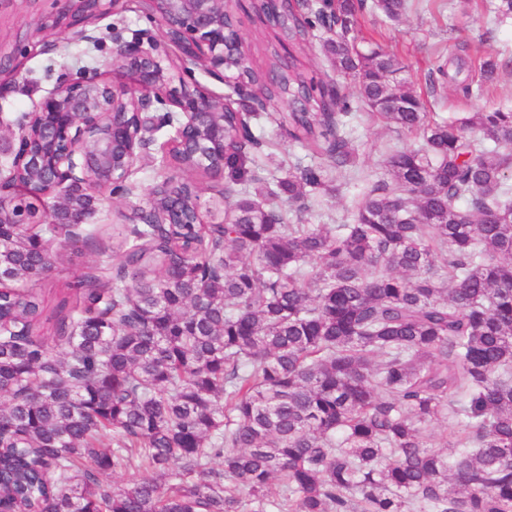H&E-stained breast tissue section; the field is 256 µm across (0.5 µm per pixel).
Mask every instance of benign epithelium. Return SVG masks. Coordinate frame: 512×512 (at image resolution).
I'll return each mask as SVG.
<instances>
[{
    "label": "benign epithelium",
    "instance_id": "benign-epithelium-1",
    "mask_svg": "<svg viewBox=\"0 0 512 512\" xmlns=\"http://www.w3.org/2000/svg\"><path fill=\"white\" fill-rule=\"evenodd\" d=\"M133 6L157 20L162 31L157 38L127 39L112 28L116 76L63 73L33 111L10 122L0 116V131L10 130L13 142L5 153L10 169L27 173L25 198L52 195L51 207L63 209L68 200L60 190L69 186L99 197L116 186L135 194L130 176L149 155L153 131L168 125L174 133L156 151L162 166L173 167L176 154L189 155L208 174L211 191L223 195L224 113L231 108L224 95L196 81L194 69L232 94L252 92L240 76L249 63L242 21L226 0H50L34 32H20L8 42L0 37V75L18 72L19 58L36 45V36L74 30L94 44V20ZM17 195V183L0 171V203ZM153 210L160 212L161 224L205 223L201 194L188 199L172 180L156 186L146 205L124 214L123 223L139 224Z\"/></svg>",
    "mask_w": 512,
    "mask_h": 512
}]
</instances>
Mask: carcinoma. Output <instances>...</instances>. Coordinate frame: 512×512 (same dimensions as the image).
I'll use <instances>...</instances> for the list:
<instances>
[{"mask_svg":"<svg viewBox=\"0 0 512 512\" xmlns=\"http://www.w3.org/2000/svg\"><path fill=\"white\" fill-rule=\"evenodd\" d=\"M375 7L398 20L409 3ZM363 8L271 19L288 64L273 54L272 88L244 80L326 163L253 192L247 131L224 160V223L128 224L110 276L90 269L50 309L52 243L94 239L8 206L24 223L0 226V512H512V110L434 119L398 56L362 45ZM493 13L512 21V0ZM318 30L370 117L420 140L388 150L392 183L348 224H292L279 205L356 161L352 103L297 65ZM464 70L436 68L471 95L497 56ZM94 200L70 190L76 211ZM435 423L454 452L429 443Z\"/></svg>","mask_w":512,"mask_h":512,"instance_id":"carcinoma-1","label":"carcinoma"}]
</instances>
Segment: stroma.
Wrapping results in <instances>:
<instances>
[{
	"label": "stroma",
	"mask_w": 512,
	"mask_h": 512,
	"mask_svg": "<svg viewBox=\"0 0 512 512\" xmlns=\"http://www.w3.org/2000/svg\"><path fill=\"white\" fill-rule=\"evenodd\" d=\"M491 0H469L468 9H461L459 0H421L397 22L383 17L373 5H366L361 19L365 38L377 41L404 62L412 88L420 95L428 112L443 118H463L489 106L512 109V26L495 24L490 13ZM238 13L243 21L242 32L249 50V64L258 72L269 64L266 48L277 41L276 29L267 26L253 7L252 0H240ZM121 27L134 32L143 30L159 35L156 22L141 13L128 11L97 23V34L103 40L101 49L90 50L72 31L48 36L46 45L31 49L21 60L15 76L0 78V117L11 121L21 113L32 111L45 91L54 84L58 74L86 66L97 69L104 78H111L113 68L112 29ZM465 48L467 66L478 71L486 53H496L501 63L493 83L485 95L464 96L456 85L442 79L435 70L437 53L453 55ZM276 105L259 113L252 122L256 136L265 143L274 164L261 168L268 178L276 168H303L317 164V157L288 138L286 130L276 126L271 115ZM343 131L356 149V167L334 180L330 191L306 206L287 205L290 215L300 216L305 224H344L369 186L387 181L385 157L388 149L417 146V139L396 129L369 120L348 118ZM126 198L107 197L97 201L95 211L84 231L97 235L98 242L83 248L65 247L44 284L45 292L66 288L89 268L102 263L105 249L117 241L121 227L119 211L129 207Z\"/></svg>",
	"instance_id": "stroma-1"
}]
</instances>
